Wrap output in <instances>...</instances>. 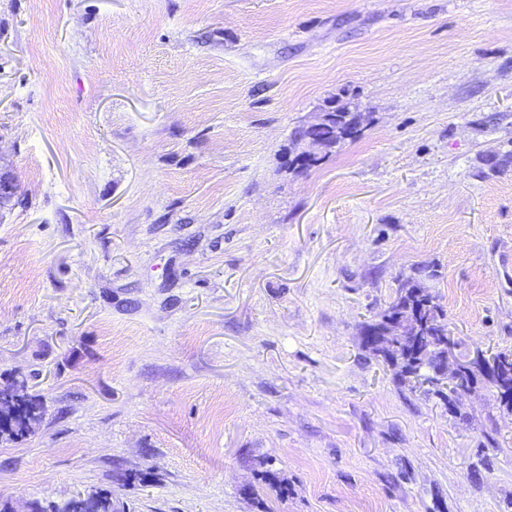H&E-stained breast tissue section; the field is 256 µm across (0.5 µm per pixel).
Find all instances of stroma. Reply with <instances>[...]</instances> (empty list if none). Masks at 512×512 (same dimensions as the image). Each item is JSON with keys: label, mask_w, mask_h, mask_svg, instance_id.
Segmentation results:
<instances>
[{"label": "stroma", "mask_w": 512, "mask_h": 512, "mask_svg": "<svg viewBox=\"0 0 512 512\" xmlns=\"http://www.w3.org/2000/svg\"><path fill=\"white\" fill-rule=\"evenodd\" d=\"M338 96L359 138L289 171ZM510 149L512 0H0V374L46 407L0 501L512 512V414L361 346L428 265L512 349Z\"/></svg>", "instance_id": "obj_1"}]
</instances>
